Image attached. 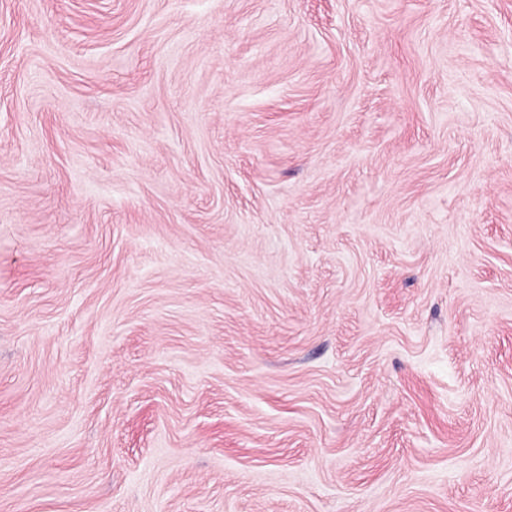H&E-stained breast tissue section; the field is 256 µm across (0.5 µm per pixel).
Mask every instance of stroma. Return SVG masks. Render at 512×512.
Here are the masks:
<instances>
[{"label":"stroma","instance_id":"35a3bbf8","mask_svg":"<svg viewBox=\"0 0 512 512\" xmlns=\"http://www.w3.org/2000/svg\"><path fill=\"white\" fill-rule=\"evenodd\" d=\"M0 512H512V0H0Z\"/></svg>","mask_w":512,"mask_h":512}]
</instances>
